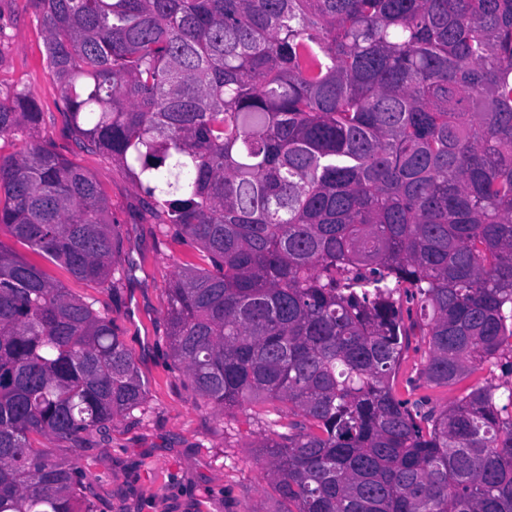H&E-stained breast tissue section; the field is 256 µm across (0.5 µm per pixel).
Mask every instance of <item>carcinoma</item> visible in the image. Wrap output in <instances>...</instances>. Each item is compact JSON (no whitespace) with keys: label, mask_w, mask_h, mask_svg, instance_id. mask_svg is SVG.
I'll list each match as a JSON object with an SVG mask.
<instances>
[{"label":"carcinoma","mask_w":512,"mask_h":512,"mask_svg":"<svg viewBox=\"0 0 512 512\" xmlns=\"http://www.w3.org/2000/svg\"><path fill=\"white\" fill-rule=\"evenodd\" d=\"M79 146L213 270L180 265L166 330L221 409L278 402L264 449L284 512H512V385L438 412L512 354V0H31ZM0 91V139L38 127ZM113 287L91 176L38 143L0 154V226ZM415 308H403V303ZM147 390L112 320L0 245V512H96L74 448ZM425 349L426 344L421 340L420 336L409 337V346L404 352V360L399 375L400 384L396 387V393L399 397H407L401 381L412 377L416 380L417 385L414 397H423L427 408L440 409L455 400L460 390L459 387L438 386L426 382L424 378L419 379Z\"/></svg>","instance_id":"cac0c4a2"}]
</instances>
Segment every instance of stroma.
<instances>
[{
	"instance_id": "1",
	"label": "stroma",
	"mask_w": 512,
	"mask_h": 512,
	"mask_svg": "<svg viewBox=\"0 0 512 512\" xmlns=\"http://www.w3.org/2000/svg\"><path fill=\"white\" fill-rule=\"evenodd\" d=\"M26 89L43 121L36 140L88 173L117 224V283L109 289L73 277L60 265L42 268L69 294L112 320L147 386L143 410L116 418L110 434L79 465L101 512H279L280 497L263 477L256 440L276 419L267 403L218 411L190 385L166 336V290L177 266L199 258L147 210L132 176L111 158L79 148L60 112V89L45 64V33L31 0H0V90ZM425 343L409 339L401 378L416 380L428 408L455 400L460 390L420 378Z\"/></svg>"
}]
</instances>
